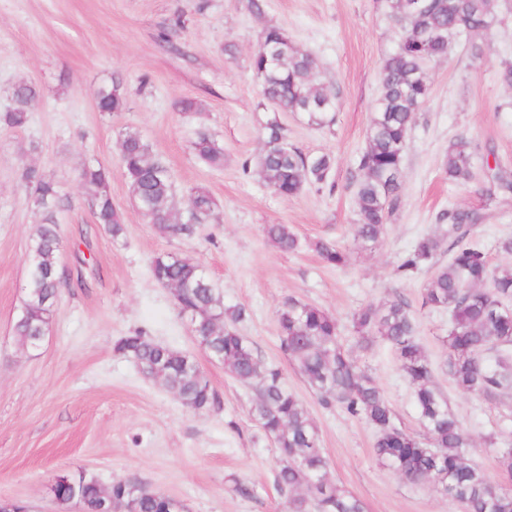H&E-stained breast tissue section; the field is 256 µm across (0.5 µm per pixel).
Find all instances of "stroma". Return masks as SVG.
Returning a JSON list of instances; mask_svg holds the SVG:
<instances>
[{
    "label": "stroma",
    "mask_w": 512,
    "mask_h": 512,
    "mask_svg": "<svg viewBox=\"0 0 512 512\" xmlns=\"http://www.w3.org/2000/svg\"><path fill=\"white\" fill-rule=\"evenodd\" d=\"M499 17L476 59L458 39L447 58L429 66L431 94L409 132L398 208L379 245L357 249L356 162L366 145L380 94V71L394 46L395 28L377 0H264L255 16L250 0H0V113L12 106L14 84L34 83L40 94L24 126L0 125V499L20 500L31 512H79L51 492L62 475L86 473L103 485L131 477L180 499L187 512H285L274 484L277 449L253 420L251 387L209 358L182 317L170 289L149 270L159 254L197 262L228 306L245 308L238 324L259 359L280 367L290 391L307 407L333 482L358 497L366 512H461L434 489L411 485L383 466L376 432L340 407H323L280 348L277 311L288 299L327 310L345 343L354 341L353 313L404 298L419 323L432 379L453 414L472 433L470 459L512 492L496 449L512 446V391L494 399L458 389L448 375V312L427 308L421 295L436 267L451 254L401 279L395 270L426 234H445L448 207L487 209L468 226L466 242L482 247L492 266L512 264L502 241L512 239V195L486 198L496 171L512 173V89L493 72L512 61V0H494ZM180 28H172L173 19ZM284 28L318 60L325 81L338 88L335 122L318 129L295 112L281 114L288 141L309 155L330 154L325 184L295 197L273 193L243 164L263 148L262 127L273 108L250 70L264 25ZM170 30L168 40L160 33ZM120 80L126 105L99 111L93 91ZM194 101L192 110L180 103ZM138 131L163 161L178 206L202 189L217 203L216 217L189 236L161 232L135 205L119 161V137ZM205 129L224 149L212 168L193 142ZM468 137L487 159L468 185L449 182L448 146ZM110 173V192L125 233L112 238L96 224L75 178L82 165ZM52 179L66 205L57 213L59 266L69 279L55 303L50 330L23 348L14 325L26 296L32 240L43 214L21 179L24 168ZM289 225L301 241L284 253L264 225ZM330 239L349 255L346 268L323 262L313 249ZM144 332L153 341L193 355L218 408L194 412L160 382L115 350L123 336ZM393 405L398 425L423 437L408 381L384 342L354 349ZM253 489L239 495L235 480Z\"/></svg>",
    "instance_id": "obj_1"
}]
</instances>
